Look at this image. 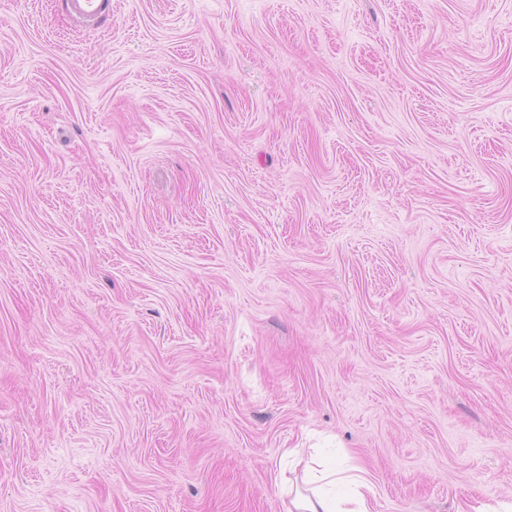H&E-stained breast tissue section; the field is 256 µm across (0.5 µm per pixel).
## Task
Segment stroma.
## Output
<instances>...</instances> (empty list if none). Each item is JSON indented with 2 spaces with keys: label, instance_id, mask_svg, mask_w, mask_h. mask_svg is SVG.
<instances>
[{
  "label": "stroma",
  "instance_id": "obj_1",
  "mask_svg": "<svg viewBox=\"0 0 512 512\" xmlns=\"http://www.w3.org/2000/svg\"><path fill=\"white\" fill-rule=\"evenodd\" d=\"M512 503V0H0V512ZM66 12L77 22L100 25L112 12V0H64ZM299 480L303 488L299 487ZM338 484L351 486L352 495L344 500H336L325 489ZM373 493L370 479L361 467L306 465L301 478L288 480L289 500L286 512H371L370 498Z\"/></svg>",
  "mask_w": 512,
  "mask_h": 512
}]
</instances>
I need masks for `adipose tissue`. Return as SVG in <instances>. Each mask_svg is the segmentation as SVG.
I'll use <instances>...</instances> for the list:
<instances>
[{
	"label": "adipose tissue",
	"instance_id": "adipose-tissue-1",
	"mask_svg": "<svg viewBox=\"0 0 512 512\" xmlns=\"http://www.w3.org/2000/svg\"><path fill=\"white\" fill-rule=\"evenodd\" d=\"M373 487L358 466H308L288 486L286 512H370Z\"/></svg>",
	"mask_w": 512,
	"mask_h": 512
}]
</instances>
